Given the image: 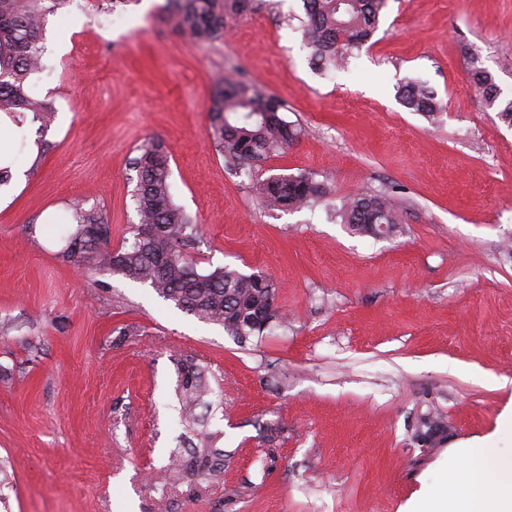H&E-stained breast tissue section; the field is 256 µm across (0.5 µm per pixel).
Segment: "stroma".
<instances>
[{
  "label": "stroma",
  "instance_id": "1",
  "mask_svg": "<svg viewBox=\"0 0 512 512\" xmlns=\"http://www.w3.org/2000/svg\"><path fill=\"white\" fill-rule=\"evenodd\" d=\"M69 0L48 15L30 76L56 116L11 145L0 190V512H409L445 488L448 449L512 452V126L473 92L488 71L512 98V0H387L346 69L315 68L302 0H253L197 42L168 0ZM253 83L302 132L259 178L308 173L332 198L264 208L253 178L207 137L220 77ZM428 83L437 121L404 108ZM171 156L174 201L196 222L198 269L263 271L272 321L245 339L149 285L66 256L74 204L118 248L138 222L132 160ZM395 189L402 229L361 236L346 197ZM209 392L181 413L183 362ZM439 430L420 439L425 420ZM224 457L219 476L153 481L173 450ZM397 98L403 107L434 118L443 111L435 91L420 81H408L397 89Z\"/></svg>",
  "mask_w": 512,
  "mask_h": 512
}]
</instances>
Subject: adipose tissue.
Returning a JSON list of instances; mask_svg holds the SVG:
<instances>
[{
	"label": "adipose tissue",
	"instance_id": "ef3b65f1",
	"mask_svg": "<svg viewBox=\"0 0 512 512\" xmlns=\"http://www.w3.org/2000/svg\"><path fill=\"white\" fill-rule=\"evenodd\" d=\"M448 474L465 471L474 491L469 497L451 491L427 499L417 512H512V454L480 445L452 448L444 463ZM491 471L495 481L484 485L482 474Z\"/></svg>",
	"mask_w": 512,
	"mask_h": 512
}]
</instances>
